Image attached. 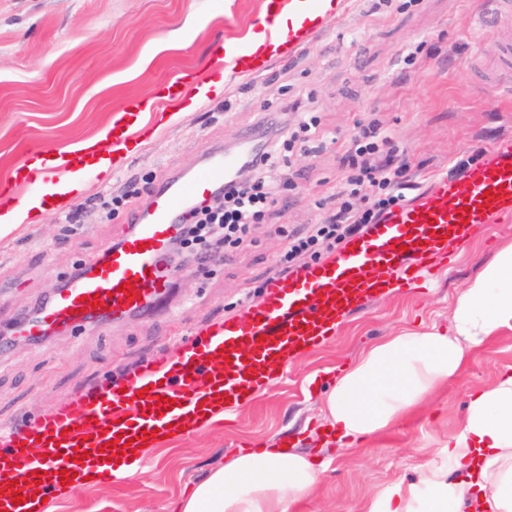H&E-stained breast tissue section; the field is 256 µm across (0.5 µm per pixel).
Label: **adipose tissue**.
<instances>
[{
  "mask_svg": "<svg viewBox=\"0 0 512 512\" xmlns=\"http://www.w3.org/2000/svg\"><path fill=\"white\" fill-rule=\"evenodd\" d=\"M504 329L512 330L510 240L457 291L447 330H399L342 372L323 408L337 440L361 443L386 429L456 379L466 354ZM442 455L421 464L419 483L373 495L365 512H512V365L471 394ZM324 471L294 448L242 449L197 479L169 512H291Z\"/></svg>",
  "mask_w": 512,
  "mask_h": 512,
  "instance_id": "ef3b65f1",
  "label": "adipose tissue"
}]
</instances>
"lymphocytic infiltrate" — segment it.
<instances>
[{
  "mask_svg": "<svg viewBox=\"0 0 512 512\" xmlns=\"http://www.w3.org/2000/svg\"><path fill=\"white\" fill-rule=\"evenodd\" d=\"M389 143V137L370 123L360 127L344 144L340 162L347 175L336 188L339 206L327 208L321 223L309 234L289 242L277 263L279 273H288L298 256L317 255L319 247L333 248L361 228L379 223L385 214L405 201L411 159L397 154ZM287 147L286 136L276 135L250 166L249 177L225 185L220 200L193 210L189 224L176 239L188 260L207 261V253L197 248L205 235H213L217 243L227 246L239 245L247 238L251 226L263 219L275 201L277 188L287 178L284 170ZM367 184L372 187V195L367 205L355 208L352 201Z\"/></svg>",
  "mask_w": 512,
  "mask_h": 512,
  "instance_id": "f902f5d3",
  "label": "lymphocytic infiltrate"
}]
</instances>
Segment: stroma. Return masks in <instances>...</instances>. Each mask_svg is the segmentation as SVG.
Here are the masks:
<instances>
[{
    "label": "stroma",
    "instance_id": "stroma-1",
    "mask_svg": "<svg viewBox=\"0 0 512 512\" xmlns=\"http://www.w3.org/2000/svg\"><path fill=\"white\" fill-rule=\"evenodd\" d=\"M481 0H354L351 16L294 58H276L253 81L224 79V91L163 122L135 148L138 160L109 179L92 176L68 221L43 213L0 238V427L51 415L65 400L94 393L179 352L180 338L262 300L291 235L318 223L321 198L343 178L337 146L296 143L293 176L280 187L248 244L188 263L168 305L153 315L63 330L34 343L14 329L76 266L130 234L132 215L205 149L276 117L306 114L348 139L377 124L412 161L408 200L435 179H462L502 142H512V98L478 90L471 59L494 61L506 29L490 27ZM263 0H0V177L24 160L23 141L57 152L100 135L131 98L151 97L182 71L219 77L211 55L258 24ZM420 53L415 64L405 57ZM221 77V76H220ZM115 196L122 205H112ZM512 239L505 219L464 244L424 289L386 293L351 313L323 346L296 356L283 377L237 413L149 449L145 475L77 488L49 500L50 512H168L169 500L243 446L286 439L326 462L315 493L293 512H362V502L418 467L459 423L471 392L512 364V330L469 352L459 377L394 426L362 444L333 441L320 405L333 380L373 341L403 328H447L459 288Z\"/></svg>",
    "mask_w": 512,
    "mask_h": 512
}]
</instances>
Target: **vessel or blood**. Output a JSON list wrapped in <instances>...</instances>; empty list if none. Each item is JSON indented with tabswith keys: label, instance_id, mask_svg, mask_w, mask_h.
Instances as JSON below:
<instances>
[{
	"label": "vessel or blood",
	"instance_id": "b4317fda",
	"mask_svg": "<svg viewBox=\"0 0 512 512\" xmlns=\"http://www.w3.org/2000/svg\"><path fill=\"white\" fill-rule=\"evenodd\" d=\"M350 3L333 0L330 11L344 20ZM265 8L288 17L287 30L268 31L282 55L295 56L326 31L330 11L322 10L321 0H265ZM485 18L512 25V0H486ZM215 61L234 78L263 75L271 63L238 39L226 40ZM485 82L491 89L512 92V41L503 44ZM142 122L138 101H131L129 111L108 131L105 149L127 144ZM266 145L264 137L244 135L235 148L206 150L196 170L174 175L155 188L146 209L132 217L134 232L105 259L88 260L85 274L58 289L21 323L20 335L40 339L61 328L119 319L161 302L176 276L167 259L169 246L195 204L233 182ZM92 168L89 155L66 150L53 163L16 167L13 187L25 191L56 186L64 176L88 175ZM504 218H512V144L499 147L465 179H439L416 201L395 207L344 247L322 275L301 274L289 284L271 274L262 302L225 318L215 335L187 338L177 359H159L150 372L130 374L119 387L103 379L94 396L64 402L35 424L0 430V468L21 481L41 474L47 497L60 489L65 469L112 479L111 461L118 452L137 445L131 460L142 462L144 448L154 446L159 437L188 435L197 425L232 413L274 384L289 359L334 336L351 312L386 289L408 293L423 288L435 268L451 260L469 237ZM124 284L130 286L131 296H123ZM84 297L92 299V306H81ZM143 389L148 395L141 408L130 410V402ZM162 396L171 399V406L159 405ZM110 441L115 450L107 449ZM35 446L41 457L31 455Z\"/></svg>",
	"mask_w": 512,
	"mask_h": 512
}]
</instances>
